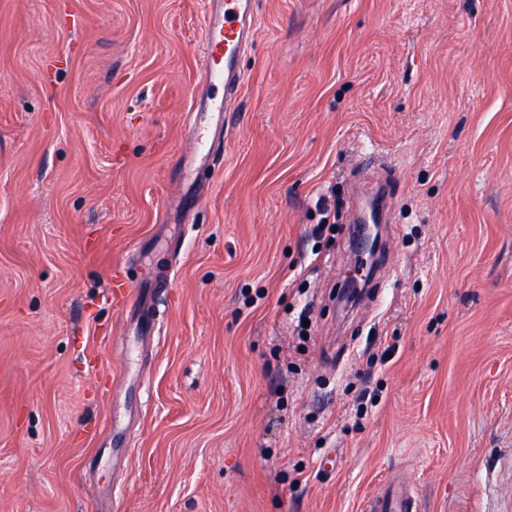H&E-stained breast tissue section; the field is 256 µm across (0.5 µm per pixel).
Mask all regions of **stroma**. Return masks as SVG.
I'll return each instance as SVG.
<instances>
[{"instance_id": "stroma-1", "label": "stroma", "mask_w": 512, "mask_h": 512, "mask_svg": "<svg viewBox=\"0 0 512 512\" xmlns=\"http://www.w3.org/2000/svg\"><path fill=\"white\" fill-rule=\"evenodd\" d=\"M207 8L0 0V512H358L394 474L512 512V0H258L224 154L148 249ZM370 175L386 273L346 309ZM117 271L172 274L140 349ZM384 214V190L381 186L367 188L363 201L358 204L352 224H380Z\"/></svg>"}]
</instances>
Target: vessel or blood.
I'll list each match as a JSON object with an SVG mask.
<instances>
[{
	"label": "vessel or blood",
	"mask_w": 512,
	"mask_h": 512,
	"mask_svg": "<svg viewBox=\"0 0 512 512\" xmlns=\"http://www.w3.org/2000/svg\"><path fill=\"white\" fill-rule=\"evenodd\" d=\"M255 3L256 0H210L198 54L206 90L197 95L191 105L194 147L178 154L172 162L182 192L176 206L166 209L161 223L156 225L157 237L170 238L172 224L178 223L180 215L192 209L204 195L198 176L202 170L215 165L224 147L232 102L243 85L239 60L256 29ZM383 214V189L367 188L356 209L355 223L377 224ZM153 317L152 309L142 299H134L128 308L127 319L140 339L150 335ZM414 502L412 486L388 481L363 498L359 509L360 512H413Z\"/></svg>",
	"instance_id": "obj_1"
}]
</instances>
